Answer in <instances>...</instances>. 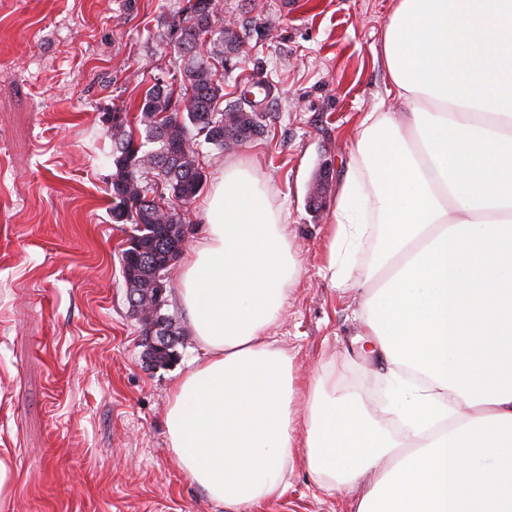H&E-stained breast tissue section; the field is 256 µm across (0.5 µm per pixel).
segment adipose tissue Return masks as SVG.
<instances>
[{"instance_id":"1","label":"adipose tissue","mask_w":512,"mask_h":512,"mask_svg":"<svg viewBox=\"0 0 512 512\" xmlns=\"http://www.w3.org/2000/svg\"><path fill=\"white\" fill-rule=\"evenodd\" d=\"M381 53L404 118L365 113L326 271L363 288L406 435L337 394L335 372L300 384L268 336L300 266L253 162L230 160L182 257L199 354L166 415L177 466L226 512L298 469L330 494L369 475L356 512H512V0H396Z\"/></svg>"}]
</instances>
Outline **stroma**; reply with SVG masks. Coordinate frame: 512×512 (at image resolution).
Wrapping results in <instances>:
<instances>
[{
    "mask_svg": "<svg viewBox=\"0 0 512 512\" xmlns=\"http://www.w3.org/2000/svg\"><path fill=\"white\" fill-rule=\"evenodd\" d=\"M187 0H0V448L16 465L0 512H224L177 467L165 420L170 387L196 355L149 368L126 301L112 219L104 113L137 116L156 80L179 78L174 31ZM393 0H221L246 22L224 68V98L261 77L265 132L201 147L205 179L190 239L224 162L253 160L301 275L270 333L302 378L343 363L340 386L391 427L389 365L361 354L363 295L325 276L332 201L364 112L386 95L381 42ZM241 512H355L301 470L283 495Z\"/></svg>",
    "mask_w": 512,
    "mask_h": 512,
    "instance_id": "obj_1",
    "label": "stroma"
}]
</instances>
